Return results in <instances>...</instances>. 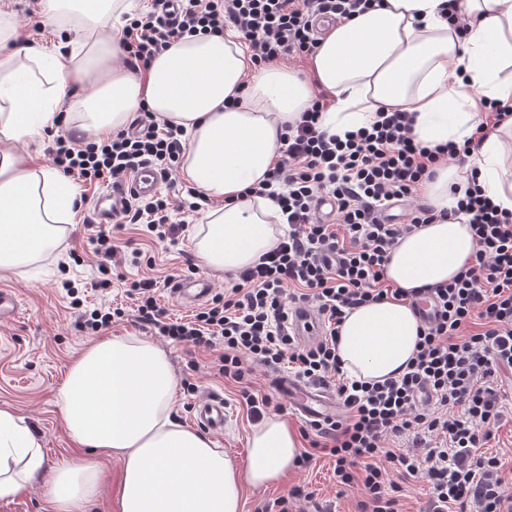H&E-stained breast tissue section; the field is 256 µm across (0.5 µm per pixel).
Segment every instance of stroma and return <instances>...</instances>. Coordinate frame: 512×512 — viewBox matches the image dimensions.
I'll use <instances>...</instances> for the list:
<instances>
[{"label":"stroma","mask_w":512,"mask_h":512,"mask_svg":"<svg viewBox=\"0 0 512 512\" xmlns=\"http://www.w3.org/2000/svg\"><path fill=\"white\" fill-rule=\"evenodd\" d=\"M11 5L17 22L16 45L32 40L58 43L56 23L43 18L35 0H11ZM96 193V188H82L81 209L76 221L66 225L50 256L22 268L19 274L0 275V289L14 291L19 300L15 318L0 321V407L13 409L33 425L43 442L46 460L42 478L25 493L0 498V512H53L45 487L59 466L81 454L62 422L58 391L71 360L91 338L81 327L82 311L104 302L121 305L126 311L125 317L113 324L111 335L134 333L155 341L167 352L178 379L198 385L197 395L182 394L176 401L180 422L191 423L198 398L222 395L229 407L230 419L223 433L213 434L212 439L234 459L240 460L246 455L247 438L254 422L245 408L239 406L234 384L211 371L214 352L172 343L143 326L136 318L133 301L127 298L119 281L99 287L101 275L91 242L97 230L91 212V201ZM171 219L183 227L179 242L174 246L150 239L136 224H112L108 231L122 252L136 248L142 252L140 264L122 265V273L131 280L159 279L158 304L168 310L171 317L186 320L196 313V305L177 299L170 288L164 286L163 280L169 276L209 277L193 249V236L202 218L176 210ZM70 286L75 287L81 306H72V297L66 294ZM89 459L100 471L99 491L90 512H115L120 464L103 453L90 454ZM298 485L313 493L311 500L297 502L298 512H356L362 498L359 488L339 490L333 460L317 454L307 465L290 471L281 484L245 490L243 512H259L265 504L287 495Z\"/></svg>","instance_id":"1"}]
</instances>
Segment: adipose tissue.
Returning <instances> with one entry per match:
<instances>
[{"label":"adipose tissue","mask_w":512,"mask_h":512,"mask_svg":"<svg viewBox=\"0 0 512 512\" xmlns=\"http://www.w3.org/2000/svg\"><path fill=\"white\" fill-rule=\"evenodd\" d=\"M442 3L382 0L330 27L302 76L282 64L255 66L233 30L174 41L145 70L131 71L118 38L105 32L108 19L129 11L127 0H42L47 19L79 20L68 53L39 42L14 48L12 10L0 0V271L51 251L80 210L78 188L23 149L57 128L59 102L74 85L89 92L69 120L93 137L127 128L142 108L184 128L181 174L209 201L194 247L213 273L242 270L275 245L279 206L243 191L280 158L284 133L316 90L334 100L320 118L328 134L369 126L386 108L412 115L422 145L463 143L485 103L512 105V0H462L470 22L463 37L442 18ZM471 178L512 211V119L489 131L471 163L439 165L421 192L447 211L458 201L451 185ZM476 250L462 214L401 237L384 277L405 295L347 316L337 345L346 374L371 383L403 374L419 341L409 291L451 281ZM176 390L165 351L139 336L97 340L69 365L61 418L78 447L120 462L115 512H242L244 488L280 483L300 456L298 432L274 413L252 428L245 459L233 460L174 418ZM44 467L32 426L0 408V495L21 493ZM98 482L85 458L58 468L47 485L55 512H87Z\"/></svg>","instance_id":"ef3b65f1"}]
</instances>
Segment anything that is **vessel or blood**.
Here are the masks:
<instances>
[{
	"instance_id": "1",
	"label": "vessel or blood",
	"mask_w": 512,
	"mask_h": 512,
	"mask_svg": "<svg viewBox=\"0 0 512 512\" xmlns=\"http://www.w3.org/2000/svg\"><path fill=\"white\" fill-rule=\"evenodd\" d=\"M163 178L150 164H142L126 179L111 184L101 190L92 202V215L95 223L112 224L117 222L131 197H149L157 194ZM211 292V286L200 277L179 279L174 288L175 295L187 303L204 300ZM288 329L299 342L315 344L322 331L320 318L308 305H297L288 312ZM277 392L286 398L290 406L302 420L310 424L325 425L336 422L341 407L333 392L321 385H313L296 377L278 375L274 381ZM228 411L224 399L210 395L200 400L195 408V423L207 430L223 432Z\"/></svg>"
}]
</instances>
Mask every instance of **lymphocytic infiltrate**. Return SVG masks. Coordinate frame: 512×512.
I'll return each mask as SVG.
<instances>
[{
    "label": "lymphocytic infiltrate",
    "instance_id": "obj_1",
    "mask_svg": "<svg viewBox=\"0 0 512 512\" xmlns=\"http://www.w3.org/2000/svg\"><path fill=\"white\" fill-rule=\"evenodd\" d=\"M373 0H180L179 19L166 22L160 8L127 23L120 37L132 69L148 66L171 41L220 35L234 27L254 65L313 54L314 22L323 16L342 23ZM326 104L316 95L284 135L280 159L246 195L268 196L280 207L288 230L256 263L238 271L224 295L189 320L170 317L155 298L157 280L128 285L138 319L174 343L216 352L219 376L236 383L253 417L273 399L256 393L248 380L252 365L289 370L305 381L333 387L344 416L316 428L310 450L334 458L340 486L360 487V512H401V477L424 476L431 512H512V486L501 459L484 447L499 429L512 390L497 372L512 368V212L498 208L476 184H468L458 210L469 218L478 249L470 266L452 281L429 288L440 304L432 324L421 325L417 354L399 377L368 383L345 376L336 353L339 328L353 309L401 297L384 280V266L399 238L434 223L431 207L411 209L402 224L381 215L396 200L411 198L440 160L465 162L490 129L512 118V106L491 104L485 120L463 145L429 148L416 142L413 118L380 111L366 128L330 135L319 127ZM186 150L183 130L142 109L131 129L101 141L59 136L49 148L53 165L84 183L116 182L150 163L171 178ZM336 203V221L317 218L324 198ZM124 223L141 224L157 240L178 244L166 196L134 199ZM336 254V265L323 256ZM315 303L320 341L299 345L287 326L291 306ZM411 437L413 451L387 447L389 438Z\"/></svg>",
    "mask_w": 512,
    "mask_h": 512
}]
</instances>
